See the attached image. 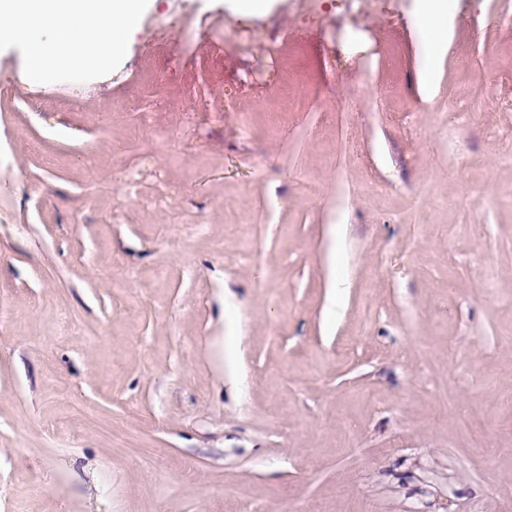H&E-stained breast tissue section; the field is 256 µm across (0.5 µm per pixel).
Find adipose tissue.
<instances>
[{
	"label": "adipose tissue",
	"instance_id": "obj_1",
	"mask_svg": "<svg viewBox=\"0 0 512 512\" xmlns=\"http://www.w3.org/2000/svg\"><path fill=\"white\" fill-rule=\"evenodd\" d=\"M149 0H0V44H19L29 74L99 69L119 58ZM428 64L420 71L423 89L433 85L432 61L448 49L446 0H420Z\"/></svg>",
	"mask_w": 512,
	"mask_h": 512
}]
</instances>
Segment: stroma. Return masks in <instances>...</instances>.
<instances>
[{
    "mask_svg": "<svg viewBox=\"0 0 512 512\" xmlns=\"http://www.w3.org/2000/svg\"><path fill=\"white\" fill-rule=\"evenodd\" d=\"M308 2L0 46V512H512V0L427 94L418 0ZM182 15L302 43L244 91Z\"/></svg>",
    "mask_w": 512,
    "mask_h": 512,
    "instance_id": "1",
    "label": "stroma"
}]
</instances>
